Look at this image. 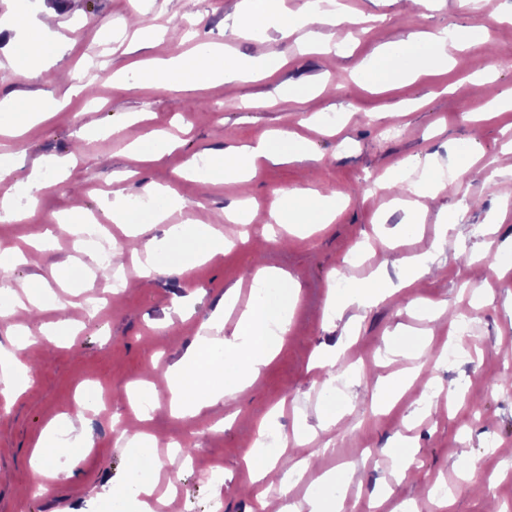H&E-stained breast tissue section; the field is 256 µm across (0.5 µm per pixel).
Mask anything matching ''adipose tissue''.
Masks as SVG:
<instances>
[{"label":"adipose tissue","mask_w":512,"mask_h":512,"mask_svg":"<svg viewBox=\"0 0 512 512\" xmlns=\"http://www.w3.org/2000/svg\"><path fill=\"white\" fill-rule=\"evenodd\" d=\"M12 29L23 32L17 46L18 56L37 59L45 66L62 50L61 45L47 37L46 24L0 19V31ZM444 46V38L436 36L408 39L361 63L360 77L371 84L386 82L397 73L409 80L416 79L446 61ZM272 67L271 61L232 58L215 48L203 49L192 59H151L140 64L142 85L162 89L176 87L184 91L213 84L248 82L270 72ZM85 89V84L77 81L69 84L60 97L35 96L21 109L1 101L0 126L21 130L27 123L43 120L56 108L59 100L83 94ZM304 151L303 144L295 142L288 132L283 131L274 138L262 135L239 147L230 146L210 152L207 159L213 180L244 184L256 177L264 162L290 158ZM335 215L334 203L324 200L314 190L305 189L286 194L276 205L273 219L275 223L286 225L328 224ZM227 245L224 236L216 234L207 221L201 220L190 226H170L162 239L147 243V250L186 252L191 255V262L151 263L143 266L141 275L145 278L161 274L183 276L190 263L204 262L210 256L223 252ZM294 301V296L288 294L279 298L260 296L241 308L234 297L224 295L209 323L210 328L222 329L225 310L235 307L240 310L231 338L224 341V356L212 360L207 368H199V354L205 339L196 337L181 359L163 375V386L171 395V409L192 414L222 401L241 398L255 385L262 367L277 354ZM119 437L126 440L130 449L127 457L129 469L140 473L136 488L127 490L125 494L129 512H152L147 497L157 484L156 472L141 470L140 465L143 455L155 447L156 440L144 432H132L126 428L120 429ZM92 444L91 436L85 434L72 439L62 438L60 423H50L33 454L34 471L44 478L57 477L59 471L54 465L55 460L63 455L75 456L85 452ZM245 461L260 512H341L344 501L336 497L330 488L333 475L325 473L315 478L314 484L320 488V496H309L303 502L278 507L269 496L270 487H278L280 494H287L291 481L298 475L297 470L281 464L278 457L261 447L249 450Z\"/></svg>","instance_id":"ef3b65f1"}]
</instances>
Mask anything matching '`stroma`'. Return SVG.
<instances>
[{
    "label": "stroma",
    "mask_w": 512,
    "mask_h": 512,
    "mask_svg": "<svg viewBox=\"0 0 512 512\" xmlns=\"http://www.w3.org/2000/svg\"><path fill=\"white\" fill-rule=\"evenodd\" d=\"M487 2L486 15L478 17L458 0H439L424 16L405 0H345L352 26L271 28L243 38L226 28L241 0H0V16L53 14V37L65 47L50 72L33 75L14 62L16 34H0V100L19 108L78 77L98 92L96 106L75 97L23 135H0V158L10 161V193L20 205L28 203L25 176L32 167L49 171L55 159L70 162L39 192L26 223L0 222V250L29 238L50 239L32 261L9 271L13 281L42 282L46 294L28 322L36 342L19 354L30 382L21 393L0 390V512H112L114 490L129 480L128 450L113 429L133 415L129 391L158 382L217 299L239 292L263 265L286 272L299 300L279 353L241 407L221 403L179 417L170 413L164 392L161 409L145 423L162 449L154 457L162 470L171 461L181 463L176 480L183 512H212L218 499L229 512L252 508L241 461L259 438V422L279 405L284 413L269 429L276 447L298 462L304 453L294 432L311 430L314 447L325 453L312 458L310 470H344L345 512H398L405 502L413 512L512 506V357L498 350L512 338V205L505 194L512 188V151L504 149L512 141V110L483 122L475 142L468 121L490 95L512 88V23L504 21L512 0ZM123 18L144 39L114 40L104 25ZM428 31L447 32L456 44L451 62L412 82L390 79L382 88L355 80L356 68L379 47ZM202 40L223 43L231 55L277 56L283 63L252 82L191 93L141 87L139 73L128 68L133 61L186 53ZM122 67L124 81L112 83V72ZM293 85L314 87V97L284 99ZM115 126L124 127V135H111ZM155 127L178 132L176 147L128 175L129 140ZM279 130L293 133L322 161L263 164L250 192L247 224L223 225L232 241L224 252L183 277L145 280L128 269L136 263L135 250L161 235V226L134 238L128 225L116 224L111 260L127 288L91 308L86 298L102 290L103 281H58V271L86 264L69 241L65 216L73 205L83 204L104 222L114 191L140 200L146 184L158 183L180 200L169 223L216 216L234 208L239 187L184 175L188 160ZM462 149L483 162L497 158L503 170L498 185L487 186L482 172L467 171L405 223L394 206L396 186L432 167L447 171L449 151ZM307 188L335 198V221L313 234L265 241L276 200ZM464 197L473 207L449 238H441L442 215L456 211ZM359 250L363 260L352 263ZM421 254L431 256L436 269L422 278L418 293L442 310L439 322L414 310L402 291L374 307L354 305L338 315L328 309L335 277L368 283L384 272L395 282L406 259ZM490 255L503 275L491 278L485 295L473 296L464 284L486 273ZM178 296L191 299L180 314L172 310ZM62 318L75 330L51 345L44 331ZM448 346L463 350L450 363L439 358ZM326 350L336 356L339 386L332 390L322 386L320 370L309 367L311 357ZM411 369L418 381L393 405H380L377 380ZM88 385L111 392L105 407L88 408L79 400ZM442 393L448 409L439 414ZM230 413L234 421L213 431ZM54 420L73 434L90 430L94 445L77 462L62 459L65 473L42 483L30 459ZM406 443L416 464L409 471L392 452ZM215 464L222 471L217 483L205 477ZM438 484L448 486L447 499L432 496Z\"/></svg>",
    "instance_id": "obj_1"
}]
</instances>
